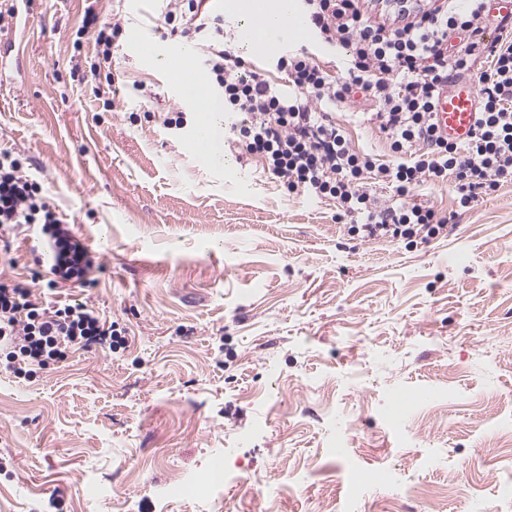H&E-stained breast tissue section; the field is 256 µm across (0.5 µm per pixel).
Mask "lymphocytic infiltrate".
I'll list each match as a JSON object with an SVG mask.
<instances>
[{"label":"lymphocytic infiltrate","instance_id":"lymphocytic-infiltrate-1","mask_svg":"<svg viewBox=\"0 0 512 512\" xmlns=\"http://www.w3.org/2000/svg\"><path fill=\"white\" fill-rule=\"evenodd\" d=\"M319 44L343 50L335 62L304 50L276 60L283 84L263 68H246L224 43V18L207 0H165L162 22L173 33L200 38L204 62L224 109L235 118L226 137L237 159L259 161L289 192L336 203L349 234L410 244L448 232L449 219L413 200L425 183H450L457 210L474 209L512 184V21L498 37L487 0H301ZM124 19L87 13L79 36L95 42L93 77L113 81L112 51ZM474 77L479 117L469 138H444L436 100L453 78ZM369 105V123L388 159L353 148L332 114L339 105ZM20 154L0 150V250L14 231L40 225L56 256L48 288L84 287L94 264L87 247L63 226L24 172ZM127 332L86 302L43 306L30 285L0 281V347L14 373L63 360L68 349L126 348Z\"/></svg>","mask_w":512,"mask_h":512}]
</instances>
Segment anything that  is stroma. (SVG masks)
I'll return each mask as SVG.
<instances>
[{"mask_svg":"<svg viewBox=\"0 0 512 512\" xmlns=\"http://www.w3.org/2000/svg\"><path fill=\"white\" fill-rule=\"evenodd\" d=\"M89 8L128 20L109 102L71 74ZM157 9L29 0L0 26V149L104 242L88 287L41 300L128 334L26 376L0 353V512H512V185L412 247L348 235L259 162L214 172L200 112L137 52L184 43ZM38 270L20 233L0 277Z\"/></svg>","mask_w":512,"mask_h":512,"instance_id":"1","label":"stroma"}]
</instances>
